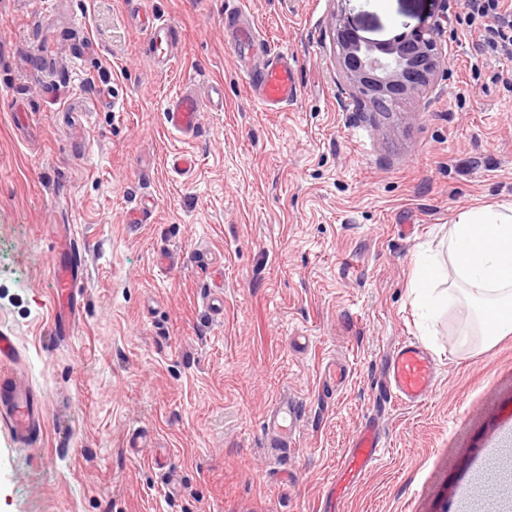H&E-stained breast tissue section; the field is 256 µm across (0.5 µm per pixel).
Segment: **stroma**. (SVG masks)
Here are the masks:
<instances>
[{
  "label": "stroma",
  "mask_w": 512,
  "mask_h": 512,
  "mask_svg": "<svg viewBox=\"0 0 512 512\" xmlns=\"http://www.w3.org/2000/svg\"><path fill=\"white\" fill-rule=\"evenodd\" d=\"M236 7L0 0V331L45 403L37 445L0 428V512H319L369 420L388 451L340 512H512L497 487L512 473V335L459 346L468 305L427 323L409 288L461 212L512 205V83L498 79L512 58L484 52L463 0H247L262 50L298 69L297 101L267 112L226 41ZM340 11L374 40L447 14L449 76L392 115L357 111L335 64ZM144 12L177 28L170 67L148 52ZM208 80L223 111L171 135L165 100ZM179 151L192 173L167 166ZM60 224L87 248L67 320ZM407 338L437 365L417 406L385 388ZM330 357L351 369L344 387L320 374ZM287 395L305 415L276 450L261 424Z\"/></svg>",
  "instance_id": "obj_1"
}]
</instances>
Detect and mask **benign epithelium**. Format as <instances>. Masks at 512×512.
I'll use <instances>...</instances> for the list:
<instances>
[{
    "label": "benign epithelium",
    "mask_w": 512,
    "mask_h": 512,
    "mask_svg": "<svg viewBox=\"0 0 512 512\" xmlns=\"http://www.w3.org/2000/svg\"><path fill=\"white\" fill-rule=\"evenodd\" d=\"M447 29L445 14L379 43L360 35L345 14L336 15V69L356 95L360 110L377 103L396 112L431 89L439 75L450 73V58L441 42Z\"/></svg>",
    "instance_id": "benign-epithelium-1"
}]
</instances>
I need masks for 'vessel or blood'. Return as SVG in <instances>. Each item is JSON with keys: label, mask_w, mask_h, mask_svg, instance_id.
Here are the masks:
<instances>
[{"label": "vessel or blood", "mask_w": 512, "mask_h": 512, "mask_svg": "<svg viewBox=\"0 0 512 512\" xmlns=\"http://www.w3.org/2000/svg\"><path fill=\"white\" fill-rule=\"evenodd\" d=\"M148 50L160 65H168L177 48V32L167 20L156 18L147 25ZM254 98L266 110L278 111L298 95V73L287 54L272 55L260 71L251 73ZM224 108V85L216 81L199 86L183 85L170 96L164 107L167 127L180 137L194 136L205 112ZM69 260L52 267L57 301L76 306V292L85 271V256L76 239L66 247ZM17 357L12 336L0 332V427L23 446L34 445L44 418L45 404L41 393L32 385L19 381L10 370ZM388 394L404 404H418L431 394L435 385L436 364L432 356L414 341H404L392 350L388 361ZM303 413L295 400L279 401L262 422L266 441L273 448H288L298 431ZM386 453L384 443L372 429L362 430L346 449L341 467L344 476L354 479L364 475Z\"/></svg>", "instance_id": "1"}]
</instances>
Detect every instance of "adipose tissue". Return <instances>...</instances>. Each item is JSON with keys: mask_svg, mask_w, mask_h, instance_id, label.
<instances>
[{"mask_svg": "<svg viewBox=\"0 0 512 512\" xmlns=\"http://www.w3.org/2000/svg\"><path fill=\"white\" fill-rule=\"evenodd\" d=\"M445 257L426 255L412 288L428 314L442 311L454 290L479 305L483 340L512 334V208L479 207L461 214L443 241Z\"/></svg>", "mask_w": 512, "mask_h": 512, "instance_id": "1", "label": "adipose tissue"}]
</instances>
